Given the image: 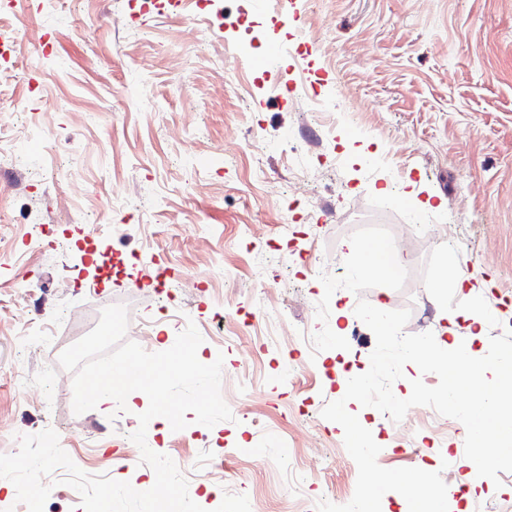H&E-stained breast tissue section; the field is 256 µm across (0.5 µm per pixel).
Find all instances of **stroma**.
<instances>
[{
  "label": "stroma",
  "mask_w": 512,
  "mask_h": 512,
  "mask_svg": "<svg viewBox=\"0 0 512 512\" xmlns=\"http://www.w3.org/2000/svg\"><path fill=\"white\" fill-rule=\"evenodd\" d=\"M308 56L276 66L318 83L338 112L314 122L297 97L270 89L256 66L290 27L254 0H73L59 14L29 0L24 20L0 14L10 50L0 65V454L51 428L73 462L147 488L153 473L131 441L136 408L75 414L73 375L58 357L103 305L129 312L126 337L171 348L187 324L202 363L224 356L221 393L233 418L206 428L147 431L186 467L213 512L211 469L261 512L343 505L358 469L344 431L325 420L346 392L343 366L365 373L375 347L358 300L410 309L406 333L437 332L473 308L495 314L461 342L484 356L512 328V0H300ZM41 137L29 139L28 129ZM317 139L327 160L297 177L284 146ZM312 201L281 241L285 209ZM124 231L113 234V225ZM387 228L409 276L402 290L341 288L325 324L349 349L312 353L320 274L342 277L349 236ZM170 270L156 285L155 269ZM467 275L474 291L433 286ZM381 451L380 466L464 468L466 429L425 406L399 431L349 402ZM467 512H512V473L471 475Z\"/></svg>",
  "instance_id": "stroma-1"
}]
</instances>
